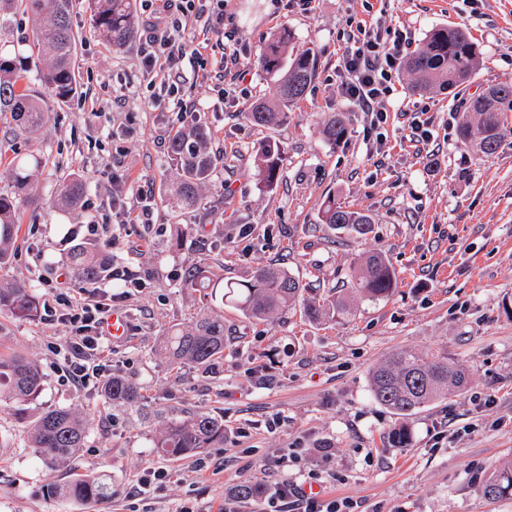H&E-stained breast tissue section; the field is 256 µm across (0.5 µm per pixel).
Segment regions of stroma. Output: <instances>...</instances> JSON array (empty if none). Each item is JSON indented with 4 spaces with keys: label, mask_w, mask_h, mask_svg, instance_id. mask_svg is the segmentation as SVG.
Returning a JSON list of instances; mask_svg holds the SVG:
<instances>
[{
    "label": "stroma",
    "mask_w": 512,
    "mask_h": 512,
    "mask_svg": "<svg viewBox=\"0 0 512 512\" xmlns=\"http://www.w3.org/2000/svg\"><path fill=\"white\" fill-rule=\"evenodd\" d=\"M361 20L409 32L416 47L432 28L457 26L479 56L472 80L454 90L420 92L401 74L384 152L372 158L367 118L347 111L336 71ZM71 22L79 35L74 97L57 102L33 80L49 123L32 138L0 119V190L11 186L16 154L43 158L37 201L24 209L0 279L29 283L45 306L52 296L44 280L78 279L67 260L74 243L108 245L111 269L140 285L106 277L91 290L131 323L129 336L112 343L110 369L140 386L145 403L108 402L94 384L62 385V358L52 347L64 344L65 326L43 313L33 320L0 314V354H26L44 374L25 418L0 402V512H222L225 489L256 484L270 496L284 480L317 484L324 498L352 502L354 512H512V496L480 491L492 469L512 459V111L493 158L459 137L465 102L488 85L512 82V0H228L222 42L246 51L237 66L245 74L240 103H224L214 77L187 73L196 110L183 120L205 118L220 162L201 204L177 215L164 194L173 124L149 103L142 37L107 43L90 26L87 0H73ZM284 29L297 47L316 51L318 68L287 125L268 130L245 114L254 100L278 96L257 60ZM421 106L432 132L426 144L409 116ZM342 111L348 133L328 141L323 124ZM269 140L283 152L271 191L253 175V158ZM74 175L91 208L54 204L56 182ZM128 179L149 187L152 223H123L113 208V192ZM329 193L371 216L366 234L322 223ZM372 252L389 259L397 285L383 300L359 302L346 320L313 322L292 311L256 322L221 300L225 283L249 280L265 265L287 269L306 288L343 289L353 264ZM199 268L209 287H188ZM204 313L224 316L223 361L212 373L171 366L163 336ZM406 347L447 351L469 379L405 422L412 443L395 448L389 435L403 422L374 400L369 375ZM60 407L82 412L89 433L69 464L52 471L30 448L29 428ZM193 410L223 416V445L177 461L158 455L152 440L160 417ZM276 418L281 427L269 430ZM312 448L325 449V461L309 457ZM293 449L297 458L280 465ZM158 469L160 488L138 495L143 477ZM93 473L111 477L108 499L74 504L44 492L50 480Z\"/></svg>",
    "instance_id": "1"
}]
</instances>
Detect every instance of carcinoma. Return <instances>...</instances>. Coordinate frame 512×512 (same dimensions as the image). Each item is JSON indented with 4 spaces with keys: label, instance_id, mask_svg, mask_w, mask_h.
<instances>
[{
    "label": "carcinoma",
    "instance_id": "obj_1",
    "mask_svg": "<svg viewBox=\"0 0 512 512\" xmlns=\"http://www.w3.org/2000/svg\"><path fill=\"white\" fill-rule=\"evenodd\" d=\"M72 0H0V22L6 11L17 5L44 20V27L33 41L30 55L0 48V113L10 118L24 133L36 135L46 126L49 112L43 101L26 86L27 74L34 71L59 102L77 91L73 58L76 35L70 11ZM135 0H91V26L112 45H123L135 36ZM294 36L281 31L266 46L259 66L276 79L279 99L275 103L258 100L246 113L247 119L261 127L275 129L288 124V107L298 103L313 81L317 56L306 49L294 51ZM417 90L448 89L469 81L477 70V52L466 32L455 26L434 29L421 48L405 62ZM512 105V82L487 88L473 99L466 111L473 118L461 124L463 142L486 159L499 147L504 125L502 105ZM326 139L336 142L348 133L347 117L337 112L323 128ZM169 154L173 177L167 196L184 207L200 204L202 190L211 182L219 156L211 146L208 126L201 120L174 129L169 134ZM282 153L276 142L268 143L254 159L258 181L270 190L280 176ZM42 165L40 154L18 155L11 162L13 190L0 193V265L5 263L20 223L23 203L35 201L33 177ZM84 184L78 177L60 182L54 192L58 205L71 209L78 205ZM321 221L334 227H349L358 233L373 223L371 216L348 209L328 195L320 206ZM69 263L83 282H97L106 273L108 255L97 244L79 242L68 255ZM352 295L336 296L331 289L304 310L313 319H336L351 313L354 297L370 301L384 299L393 292L396 272L381 253H371L352 274ZM305 288L299 278L284 268L262 266L244 283L224 285L223 298L245 317L270 321L284 314L302 299ZM39 303L31 286L23 281H0V313L19 319L37 316ZM165 354L173 365L193 364L208 370L224 359V316L206 314L190 327L174 326L163 341ZM469 378L461 367L448 361V354L435 351L421 354L404 349L375 367L370 375L374 399L402 419L448 398L451 391L464 387ZM43 375L37 362L24 354L0 355V395L13 404L23 417L28 406L40 396ZM104 398L136 406L144 400L139 388L120 374L112 376L103 391ZM82 413L59 408L43 413L30 427L31 447L52 470L67 464L86 437ZM224 444V418L207 411H196L183 419L168 418L156 433L153 447L176 459L206 448ZM484 495L512 496V460L503 461L481 486ZM46 493L62 500L92 504L107 499L112 487L105 475L87 474L67 481L46 484Z\"/></svg>",
    "mask_w": 512,
    "mask_h": 512
}]
</instances>
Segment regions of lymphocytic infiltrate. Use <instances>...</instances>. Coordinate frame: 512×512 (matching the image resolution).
<instances>
[{
  "mask_svg": "<svg viewBox=\"0 0 512 512\" xmlns=\"http://www.w3.org/2000/svg\"><path fill=\"white\" fill-rule=\"evenodd\" d=\"M203 23L205 30L215 36L224 34V0H162L146 24L144 57L146 70L163 67L168 79L150 104L154 108L183 114L193 111L195 103L187 99L183 90L182 71L185 64L198 69L214 66L223 69V61H209L194 44L192 30L195 23ZM409 39L406 33L387 39L378 23H358L350 35L348 45L338 66L339 93L355 110L363 112L368 120V133L383 129L389 117L390 97L396 89L400 66L405 58ZM51 293L58 306L59 320L70 333L64 352V372L67 382L85 385L100 380L111 348L103 326L110 312V304L88 297L83 285L72 283L52 287ZM269 512H342L339 502L306 495L297 485L281 483L276 498L269 504Z\"/></svg>",
  "mask_w": 512,
  "mask_h": 512,
  "instance_id": "obj_1",
  "label": "lymphocytic infiltrate"
}]
</instances>
